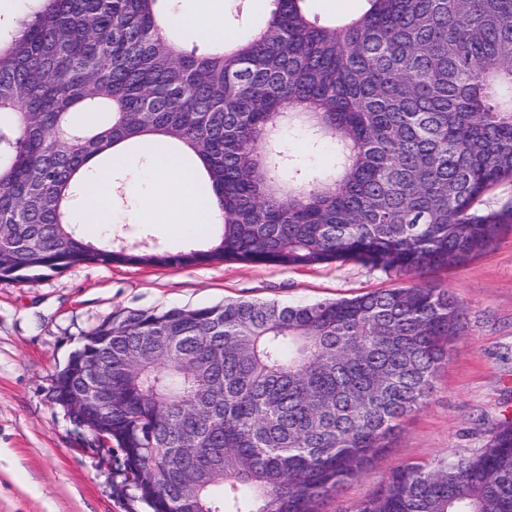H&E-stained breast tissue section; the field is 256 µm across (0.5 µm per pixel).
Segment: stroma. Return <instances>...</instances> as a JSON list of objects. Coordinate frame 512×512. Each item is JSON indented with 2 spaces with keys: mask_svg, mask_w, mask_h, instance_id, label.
Wrapping results in <instances>:
<instances>
[{
  "mask_svg": "<svg viewBox=\"0 0 512 512\" xmlns=\"http://www.w3.org/2000/svg\"><path fill=\"white\" fill-rule=\"evenodd\" d=\"M270 9V0H224V27L249 34ZM219 230L205 225L177 239L161 224L112 227L127 246L170 250L198 246ZM423 280L457 297L466 333L449 344L425 407L407 418L373 466L323 501L319 512L355 505L402 464L481 447L492 424L512 415V224L493 248ZM409 282L358 264L289 269L225 261L192 267L87 264L33 283L0 282V512H150L126 485L119 458L102 459L89 432L51 400L53 375L103 319L236 299L294 305Z\"/></svg>",
  "mask_w": 512,
  "mask_h": 512,
  "instance_id": "35a3bbf8",
  "label": "stroma"
}]
</instances>
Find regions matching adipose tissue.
I'll return each mask as SVG.
<instances>
[{
  "mask_svg": "<svg viewBox=\"0 0 512 512\" xmlns=\"http://www.w3.org/2000/svg\"><path fill=\"white\" fill-rule=\"evenodd\" d=\"M195 3L193 10L176 15L178 27L203 41L222 39L224 13L219 7L220 0H195ZM152 154L150 170L137 181L138 186L147 187L151 192L139 213L141 223L160 222L184 236L194 233L198 225L220 223L219 210L203 200L200 185L185 176L182 158L158 148L153 149ZM90 175L95 179L93 190L71 212L70 221L104 229L115 220L111 206V173L100 165L92 169Z\"/></svg>",
  "mask_w": 512,
  "mask_h": 512,
  "instance_id": "obj_1",
  "label": "adipose tissue"
}]
</instances>
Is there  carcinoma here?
Wrapping results in <instances>:
<instances>
[{"label":"carcinoma","instance_id":"cac0c4a2","mask_svg":"<svg viewBox=\"0 0 512 512\" xmlns=\"http://www.w3.org/2000/svg\"><path fill=\"white\" fill-rule=\"evenodd\" d=\"M0 35V281L87 263L213 260L305 268L358 263L421 274L491 248L512 209V0H366L343 23L272 0L255 35L185 49L157 0H38ZM76 112H105L92 127ZM324 149L308 173L285 130ZM166 138L201 162L223 224L205 248L95 242L69 220L93 160ZM465 333L458 299L411 284L299 305L229 300L99 323L55 375L112 336V429L123 471L154 512H318L429 399ZM338 512H512V418L485 445L391 472ZM512 206V182L502 183L485 196L478 203L481 210H500L505 206Z\"/></svg>","mask_w":512,"mask_h":512}]
</instances>
